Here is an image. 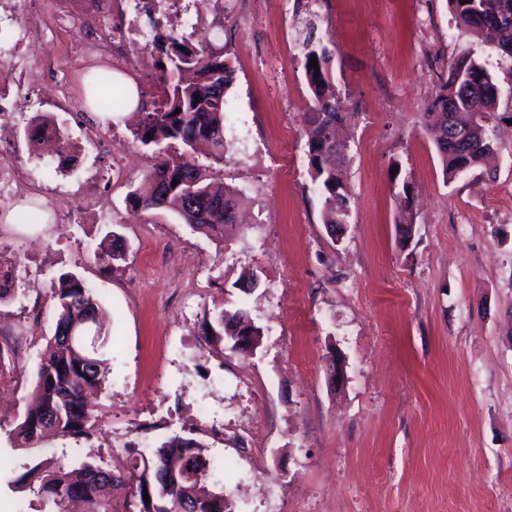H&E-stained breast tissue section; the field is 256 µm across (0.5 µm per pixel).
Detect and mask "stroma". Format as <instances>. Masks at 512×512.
<instances>
[{"label":"stroma","instance_id":"stroma-1","mask_svg":"<svg viewBox=\"0 0 512 512\" xmlns=\"http://www.w3.org/2000/svg\"><path fill=\"white\" fill-rule=\"evenodd\" d=\"M234 66L224 115L230 144L216 182L239 191L244 222L224 242L173 212L133 208L129 193L157 158L136 141L135 113L116 128L119 177L97 191L107 218L60 224L86 180L115 157L86 129L99 116L71 99L83 25L40 18L29 46L38 100L77 152L34 161L14 126L0 149L37 164L39 185L0 209V260L27 297L0 305V512H37L8 481L32 459L9 430L31 396L32 369L54 329L51 285L66 272L92 284L109 321L106 393L89 436L47 439L46 454L126 472L131 451L193 438L216 464L232 512H512V61L460 32L447 0H187ZM315 11L347 112L343 166L352 209L327 232L307 157L312 104L295 24ZM485 61L500 89L497 152L455 181L422 114L447 65ZM411 186L401 203L392 171ZM39 208L36 224L18 211ZM414 225L408 244L401 221ZM124 259L103 264L107 232ZM260 285L243 293L244 273ZM245 308L263 330L250 356L208 340L215 311ZM345 356L347 381L329 374Z\"/></svg>","mask_w":512,"mask_h":512}]
</instances>
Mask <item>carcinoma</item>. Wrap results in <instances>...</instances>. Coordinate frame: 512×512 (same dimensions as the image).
Returning a JSON list of instances; mask_svg holds the SVG:
<instances>
[{"label":"carcinoma","instance_id":"carcinoma-1","mask_svg":"<svg viewBox=\"0 0 512 512\" xmlns=\"http://www.w3.org/2000/svg\"><path fill=\"white\" fill-rule=\"evenodd\" d=\"M162 0H150L145 7L152 25L150 45L158 53L161 87L153 109L142 112L135 138L162 156L139 187L129 193L132 206L168 209L176 213L193 230L218 242L224 241V228L237 223L238 199L234 189H216L207 169L193 156L199 142L211 148L214 162L224 161L227 141L224 136V112L229 101L227 91L233 82L234 69L225 55L196 46L174 32L160 33V22L152 13L159 12ZM448 9L458 30L480 36L492 33L501 56L512 59V0H448ZM302 39L301 59L304 78L313 99L306 113L309 126L307 157L313 179L322 197V223L335 229L347 223L350 195L341 179L340 167L347 145L336 137L342 115L337 109L336 85L331 54L316 37V25L309 21ZM317 59L319 68L311 67ZM493 82L486 63L464 56L448 64V77L423 112L425 123L433 131L434 146L442 163L445 180L453 181L474 168L491 150L490 124L496 116L499 99L483 102V110L474 111L473 89ZM112 85V98L98 90L94 99L106 113L121 112L129 94L121 82L109 77L96 78V85ZM47 116L37 114L25 126L29 144L41 139ZM183 151L167 155L173 144ZM177 185H172V182ZM24 289L16 287L9 270L0 269V303L16 301ZM57 318L53 335L46 339L39 355L33 387L39 405L20 416L9 432L14 448L35 454L45 439L43 417H52L54 433L62 437L89 434L96 423L94 410L86 407L85 393L99 389L105 381L103 355L110 334L96 326L100 336L96 355H86L58 338L62 326L86 316H98L99 301L93 288L75 274H63L52 289ZM250 320L248 312L219 310L213 321L205 324L209 336L226 340L233 348L241 320ZM101 466L90 462L66 463L61 459L43 460L10 481L15 487L28 489L43 505L41 512H67L76 492H81L85 512H184L180 486L169 479L171 473L184 475L196 488V512H224V491L211 482L214 462L203 455L193 438L174 436L151 456L138 453L132 458L129 474L99 480ZM119 484L131 487L132 500L123 509L113 504V489ZM149 500H144V495Z\"/></svg>","mask_w":512,"mask_h":512}]
</instances>
